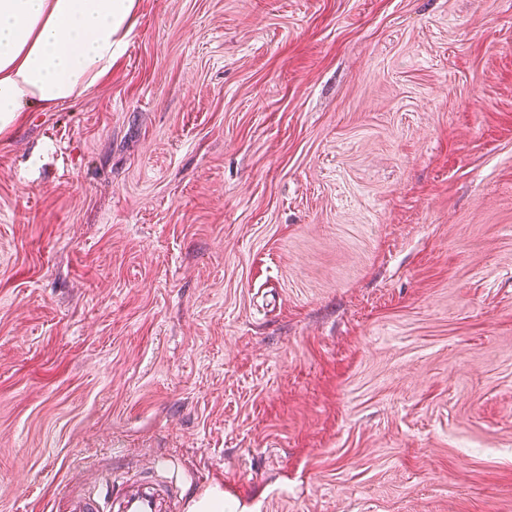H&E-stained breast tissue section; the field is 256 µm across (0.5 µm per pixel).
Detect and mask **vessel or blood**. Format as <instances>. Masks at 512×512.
<instances>
[{
  "mask_svg": "<svg viewBox=\"0 0 512 512\" xmlns=\"http://www.w3.org/2000/svg\"><path fill=\"white\" fill-rule=\"evenodd\" d=\"M170 483L157 469L105 480L103 487L66 496L63 512H172Z\"/></svg>",
  "mask_w": 512,
  "mask_h": 512,
  "instance_id": "vessel-or-blood-1",
  "label": "vessel or blood"
}]
</instances>
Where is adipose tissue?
I'll return each instance as SVG.
<instances>
[{
    "mask_svg": "<svg viewBox=\"0 0 512 512\" xmlns=\"http://www.w3.org/2000/svg\"><path fill=\"white\" fill-rule=\"evenodd\" d=\"M136 0H0V133L20 113L92 90L132 26Z\"/></svg>",
    "mask_w": 512,
    "mask_h": 512,
    "instance_id": "1",
    "label": "adipose tissue"
}]
</instances>
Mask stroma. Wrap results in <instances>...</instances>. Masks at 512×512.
Instances as JSON below:
<instances>
[{"instance_id":"35a3bbf8","label":"stroma","mask_w":512,"mask_h":512,"mask_svg":"<svg viewBox=\"0 0 512 512\" xmlns=\"http://www.w3.org/2000/svg\"><path fill=\"white\" fill-rule=\"evenodd\" d=\"M152 465L512 512V0H138L0 136V512Z\"/></svg>"}]
</instances>
